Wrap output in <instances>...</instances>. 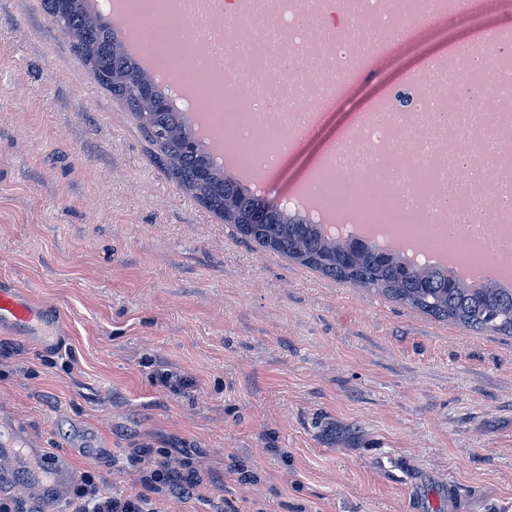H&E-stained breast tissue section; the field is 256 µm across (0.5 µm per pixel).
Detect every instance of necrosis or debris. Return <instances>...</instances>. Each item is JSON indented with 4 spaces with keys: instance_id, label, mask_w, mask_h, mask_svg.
Here are the masks:
<instances>
[{
    "instance_id": "necrosis-or-debris-1",
    "label": "necrosis or debris",
    "mask_w": 512,
    "mask_h": 512,
    "mask_svg": "<svg viewBox=\"0 0 512 512\" xmlns=\"http://www.w3.org/2000/svg\"><path fill=\"white\" fill-rule=\"evenodd\" d=\"M427 1L438 15L453 17L458 12L459 0H358L355 11L346 0H271L269 14L254 15L243 10L242 0H224L222 57L218 71L207 79L175 65L184 47L171 37L177 19L169 0H135L137 9L129 18H152L154 59L173 70L177 80L193 85L191 108L206 116L214 139L233 147L245 145L242 162L255 164L268 160L285 139L278 102L269 93L272 86L293 80L308 87L312 76L301 65L313 60L319 49L336 68L356 64L362 57L360 44L389 43L393 29L419 16ZM490 67L512 89V29H486L465 49L449 47L432 77L407 76L388 86L358 123L356 149L348 154L345 170L320 163L307 183L335 209L350 208L357 194L350 171L370 157L372 144L392 133L410 156L405 192L413 202L401 205L393 185L373 180L371 204L360 213L361 223L386 227L413 242L439 235L448 224H477L483 215L484 183L494 179L503 186L495 202L498 221L512 225V108L483 110L488 91L479 73ZM439 79L458 101L460 121H453L446 105L436 99L433 87ZM490 140L497 142L498 151L481 172L460 184H449L447 170L433 160L434 151L441 149L449 161L471 162Z\"/></svg>"
}]
</instances>
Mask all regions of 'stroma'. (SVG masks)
Masks as SVG:
<instances>
[{
  "instance_id": "obj_1",
  "label": "stroma",
  "mask_w": 512,
  "mask_h": 512,
  "mask_svg": "<svg viewBox=\"0 0 512 512\" xmlns=\"http://www.w3.org/2000/svg\"><path fill=\"white\" fill-rule=\"evenodd\" d=\"M504 13L436 24L337 113ZM151 152L42 0H0V278L65 329L8 336L0 424L127 495L129 449H196L200 492L167 512H512V336L240 238Z\"/></svg>"
}]
</instances>
